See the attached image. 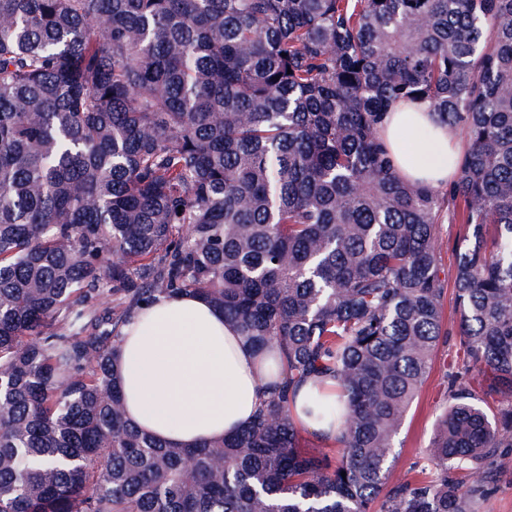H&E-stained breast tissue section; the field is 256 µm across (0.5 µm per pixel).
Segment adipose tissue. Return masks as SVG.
Segmentation results:
<instances>
[{
  "instance_id": "adipose-tissue-1",
  "label": "adipose tissue",
  "mask_w": 512,
  "mask_h": 512,
  "mask_svg": "<svg viewBox=\"0 0 512 512\" xmlns=\"http://www.w3.org/2000/svg\"><path fill=\"white\" fill-rule=\"evenodd\" d=\"M397 174L432 186L456 174L455 132L435 124L426 105L399 103L381 132ZM276 353L258 354L224 314L193 294L162 296L122 329L117 370L126 417L164 442L188 447L230 436L251 422L279 370ZM336 397V383L310 378L298 391L293 416L304 429L335 440L336 429L304 411L313 388Z\"/></svg>"
}]
</instances>
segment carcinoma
<instances>
[{
	"label": "carcinoma",
	"instance_id": "1",
	"mask_svg": "<svg viewBox=\"0 0 512 512\" xmlns=\"http://www.w3.org/2000/svg\"><path fill=\"white\" fill-rule=\"evenodd\" d=\"M399 102L461 134L447 189L396 174ZM444 210L462 366L428 470L394 482ZM187 292L284 373L238 435L170 448L111 357ZM319 375L334 461L292 417ZM511 442L512 0H0V512H480ZM318 385L321 388L323 396L328 400L336 399V381L330 378H316L312 377L303 384L298 391V399L296 407L293 410V416L297 424L304 429L316 432L325 437L329 442L336 439V425L330 426L327 423L320 422L313 417L308 416L304 411V406L307 401V397L314 386ZM307 430H300V444L304 448H316L325 447L332 448L330 455L336 458V447L334 444H324L320 442L316 436ZM328 446V447H327Z\"/></svg>",
	"mask_w": 512,
	"mask_h": 512
}]
</instances>
